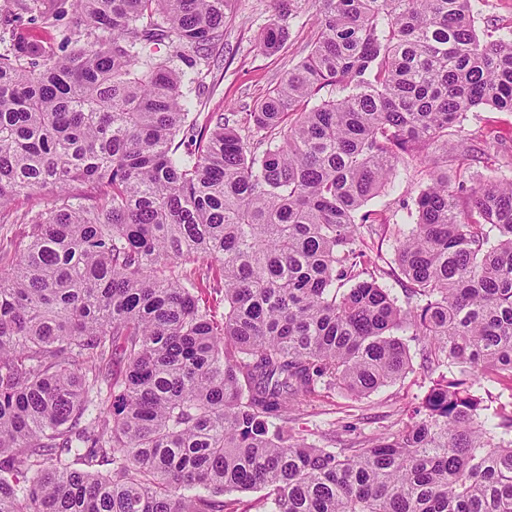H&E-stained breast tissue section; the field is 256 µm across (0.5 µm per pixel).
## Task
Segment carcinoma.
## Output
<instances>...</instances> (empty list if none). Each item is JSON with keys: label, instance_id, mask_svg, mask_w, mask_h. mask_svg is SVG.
Wrapping results in <instances>:
<instances>
[{"label": "carcinoma", "instance_id": "carcinoma-1", "mask_svg": "<svg viewBox=\"0 0 512 512\" xmlns=\"http://www.w3.org/2000/svg\"><path fill=\"white\" fill-rule=\"evenodd\" d=\"M52 2L13 0L29 25L0 53V210L53 193L0 274V512H512V395L480 394L512 381V178L448 175L476 150L512 168L496 130L448 141L512 112V26L480 39L477 0H308L309 53L200 127L230 0ZM408 157L413 205L367 207ZM388 229L402 300L368 243ZM407 332L432 378L401 426L294 432L324 391L401 380ZM489 129L507 132L503 141V153H512V142L508 132L512 131V112H497L491 108L473 109L460 117L459 122L448 129V140L472 138ZM198 266L200 271H198ZM187 268L188 271H192L191 273L197 268L195 273L198 287L196 295L201 299V303L203 302L211 307L217 319H221V316L224 314V292L220 290V288H223L220 275L215 270L207 273L206 260L204 262L201 260L195 265H189Z\"/></svg>", "mask_w": 512, "mask_h": 512}]
</instances>
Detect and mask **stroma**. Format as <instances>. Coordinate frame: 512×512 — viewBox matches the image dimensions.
<instances>
[{"instance_id":"obj_1","label":"stroma","mask_w":512,"mask_h":512,"mask_svg":"<svg viewBox=\"0 0 512 512\" xmlns=\"http://www.w3.org/2000/svg\"><path fill=\"white\" fill-rule=\"evenodd\" d=\"M274 22L288 25L289 35L279 52L267 54L260 48V39ZM314 30L311 5H303L298 17L290 20L284 17L277 0H231L224 40L213 52L214 68L207 79L210 90L196 102L195 113L203 118L214 112L252 111L288 69L307 54ZM490 129L512 131V112L490 108L467 112L449 129L448 138H471ZM31 206V200L21 196L0 212V273L10 270L15 244L27 238L28 227L22 217ZM428 386V377L416 368L396 384L365 399L329 391L304 406L293 426L302 435L332 437L341 445L371 438L389 429L397 405L421 397ZM348 422L356 424V432L344 431Z\"/></svg>"}]
</instances>
